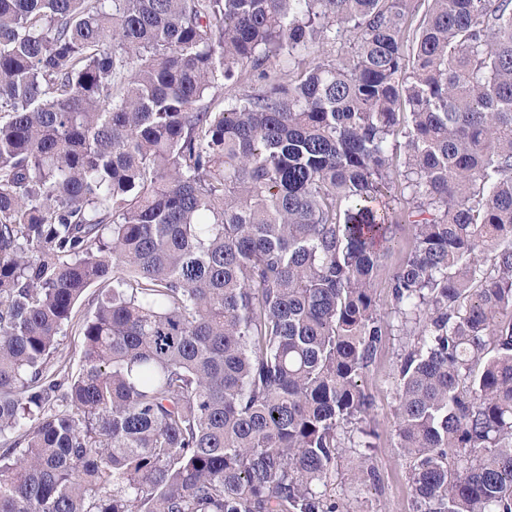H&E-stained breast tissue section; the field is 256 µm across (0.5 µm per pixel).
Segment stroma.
<instances>
[{"label":"stroma","mask_w":512,"mask_h":512,"mask_svg":"<svg viewBox=\"0 0 512 512\" xmlns=\"http://www.w3.org/2000/svg\"><path fill=\"white\" fill-rule=\"evenodd\" d=\"M410 337L391 328L374 352L362 374V385L373 399L372 447L359 446L357 435H350L336 460L341 482L331 495L342 498L351 512H413L414 498L409 464L397 448L395 436L396 369ZM363 462L370 475L354 482L348 474L356 462Z\"/></svg>","instance_id":"1"}]
</instances>
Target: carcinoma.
<instances>
[{"instance_id": "1", "label": "carcinoma", "mask_w": 512, "mask_h": 512, "mask_svg": "<svg viewBox=\"0 0 512 512\" xmlns=\"http://www.w3.org/2000/svg\"><path fill=\"white\" fill-rule=\"evenodd\" d=\"M406 224L415 512H512V0H0V512H349ZM83 341V336L75 332V327H66L58 336L57 349L49 363L52 369L63 368L70 373L77 372L82 360Z\"/></svg>"}]
</instances>
